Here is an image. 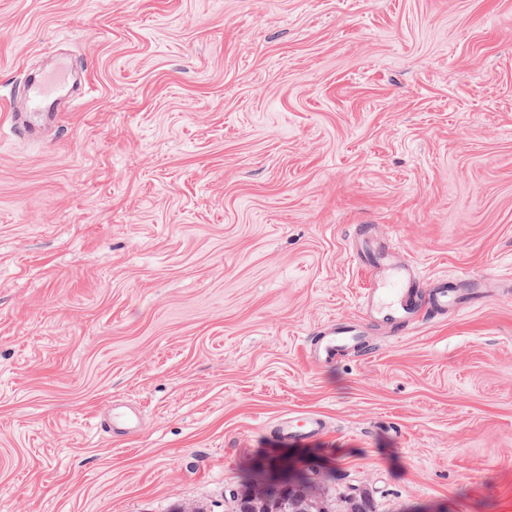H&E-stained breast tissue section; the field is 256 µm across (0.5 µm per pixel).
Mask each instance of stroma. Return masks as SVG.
<instances>
[{"label": "stroma", "instance_id": "1", "mask_svg": "<svg viewBox=\"0 0 512 512\" xmlns=\"http://www.w3.org/2000/svg\"><path fill=\"white\" fill-rule=\"evenodd\" d=\"M51 46L94 91L34 140L7 102ZM359 224L494 296L313 366ZM310 463L512 512V0H0V512H224ZM103 430L112 432V434L120 433L128 435L137 430L139 427L138 415L134 412H113L111 419H105L102 422ZM276 427L282 437L292 441L307 440L319 435L322 431L320 419L307 414L283 418L278 421Z\"/></svg>", "mask_w": 512, "mask_h": 512}]
</instances>
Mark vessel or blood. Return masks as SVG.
Here are the masks:
<instances>
[{"instance_id":"vessel-or-blood-1","label":"vessel or blood","mask_w":512,"mask_h":512,"mask_svg":"<svg viewBox=\"0 0 512 512\" xmlns=\"http://www.w3.org/2000/svg\"><path fill=\"white\" fill-rule=\"evenodd\" d=\"M71 68L58 57L52 68L34 74L24 87L26 112L14 113L15 129L22 135L35 137L40 125L59 123L61 102L71 92ZM353 258L365 272L359 315L351 320L321 327L310 338L307 355L313 365L336 361L347 351L355 350L367 357L378 351V344L369 339L372 322L382 323L389 336H408L422 325L446 318L449 312H460L479 306L488 296L478 287L469 294H460L446 278L427 279L397 255L377 257L366 252ZM139 418L133 412H113L103 420L105 431L128 435L137 430ZM279 434L285 439L303 441L319 435L322 424L313 415L286 417L278 421Z\"/></svg>"}]
</instances>
